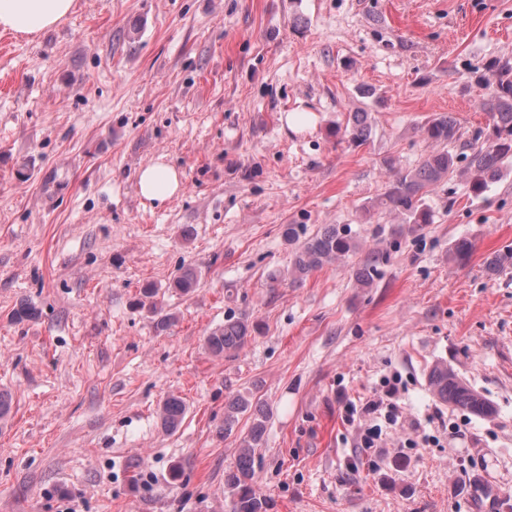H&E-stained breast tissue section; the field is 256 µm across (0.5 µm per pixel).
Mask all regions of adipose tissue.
I'll use <instances>...</instances> for the list:
<instances>
[{
    "label": "adipose tissue",
    "instance_id": "1",
    "mask_svg": "<svg viewBox=\"0 0 512 512\" xmlns=\"http://www.w3.org/2000/svg\"><path fill=\"white\" fill-rule=\"evenodd\" d=\"M75 0H0V30L33 38L62 22L73 10ZM182 175L158 161L140 169L138 188L146 200L162 204L176 194Z\"/></svg>",
    "mask_w": 512,
    "mask_h": 512
}]
</instances>
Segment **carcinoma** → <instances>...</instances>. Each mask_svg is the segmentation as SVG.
<instances>
[{
  "label": "carcinoma",
  "mask_w": 512,
  "mask_h": 512,
  "mask_svg": "<svg viewBox=\"0 0 512 512\" xmlns=\"http://www.w3.org/2000/svg\"><path fill=\"white\" fill-rule=\"evenodd\" d=\"M479 81L488 89L483 109L490 116V127L482 143L472 145L470 153L464 155L465 166L459 167V155L448 149V145L457 140L456 120L448 113L437 114L420 127L424 140L433 149L417 165L404 171L397 168L395 158H385L383 165L394 173V177L370 208L401 216L402 223L409 225V231L415 232L433 223V213L425 198L448 176L458 174L476 195L482 194L501 177L505 164L512 161V60L491 61ZM371 134L372 127L365 112L351 113L345 127L330 131V136L338 138V141L347 140L358 145L367 143ZM282 237L292 247L293 259L288 276L294 283L326 264L350 257L360 248L351 230L341 224H326L316 234L306 238L303 237L301 225L287 224ZM385 258L384 250H370L366 258L352 268L356 286L372 287L378 265ZM197 285L198 273L189 266L182 268L180 274L169 283V287L183 294L192 292ZM141 295L148 299L152 310L159 315L158 330H167L175 321V316L162 312L158 306V289L148 285L141 289ZM256 330L257 325L246 317L226 319L224 324L213 328L206 336V349L213 357L234 354L248 344L252 332ZM429 382L433 393L445 403L477 416L488 417L495 412L490 402L469 388L445 364L432 367ZM247 411L251 413L252 426L249 434L240 442L234 465L224 471V489L230 499V512H268V500L253 486L255 451L262 444L268 412L258 408L243 394L233 395L224 404V427L219 434H231L238 415ZM184 413L185 405L180 398H165L159 407L161 425L166 430L176 429Z\"/></svg>",
  "instance_id": "cac0c4a2"
}]
</instances>
